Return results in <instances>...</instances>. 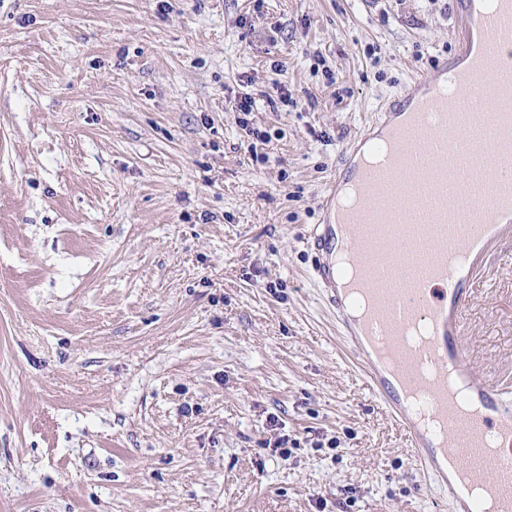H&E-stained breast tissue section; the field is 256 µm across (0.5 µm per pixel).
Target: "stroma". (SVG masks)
Returning <instances> with one entry per match:
<instances>
[{
    "instance_id": "35a3bbf8",
    "label": "stroma",
    "mask_w": 512,
    "mask_h": 512,
    "mask_svg": "<svg viewBox=\"0 0 512 512\" xmlns=\"http://www.w3.org/2000/svg\"><path fill=\"white\" fill-rule=\"evenodd\" d=\"M456 49L453 0H0V512H448L305 236ZM462 318L512 387V239Z\"/></svg>"
}]
</instances>
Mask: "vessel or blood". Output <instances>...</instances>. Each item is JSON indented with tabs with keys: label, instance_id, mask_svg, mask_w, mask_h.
I'll use <instances>...</instances> for the list:
<instances>
[{
	"label": "vessel or blood",
	"instance_id": "vessel-or-blood-1",
	"mask_svg": "<svg viewBox=\"0 0 512 512\" xmlns=\"http://www.w3.org/2000/svg\"><path fill=\"white\" fill-rule=\"evenodd\" d=\"M458 23L457 56L464 64L459 69L463 92L479 89L486 100L481 112L470 111L465 99L438 97L435 88L448 73L447 61H438L433 73L416 75L408 93L392 101L378 119L386 132H393L394 120L419 121L433 113L436 123L427 131L423 152L417 156L384 155L377 175H370L360 160L369 136H361L347 152L342 169L330 181L321 200L322 223L313 225L307 246L315 254V280L322 288L329 309L336 318V328L347 349L370 380L376 395L411 435L412 451L431 481L448 496L453 512H484L483 498H490L493 512H512V394L480 382L460 343L461 311L468 299V284L475 263L498 241L507 225L501 224L502 212L512 211V133L501 136L502 121L512 122V113L503 114L512 102V80L487 78L476 48L490 41L512 48V0H495L491 12L478 10L477 0H454ZM479 121L501 143L495 162L448 153V132H464L470 121ZM455 183L462 196L481 193L480 203L471 205L470 215L450 211L447 183ZM356 187L363 209L376 211L381 197H393L386 216L400 241L431 237L433 248L424 261L427 283L420 295L395 296L381 304L378 284L391 273L389 255L375 258L358 252L355 262L359 274L346 281L337 263L339 245L357 238L361 211L343 208L340 189ZM461 252L463 266L452 267L448 255ZM364 295L369 305L363 317L354 318L350 302L354 294ZM426 323L431 339L414 349L403 351L406 369L421 364L438 365L452 361L456 383L435 381L427 390L432 412L442 421L446 437L429 434L417 413L408 404L407 385L376 359L364 356L369 338L392 335L395 327ZM468 428L475 453L496 452L494 467L456 460L453 470H446L441 456L455 444L459 428Z\"/></svg>",
	"mask_w": 512,
	"mask_h": 512
}]
</instances>
